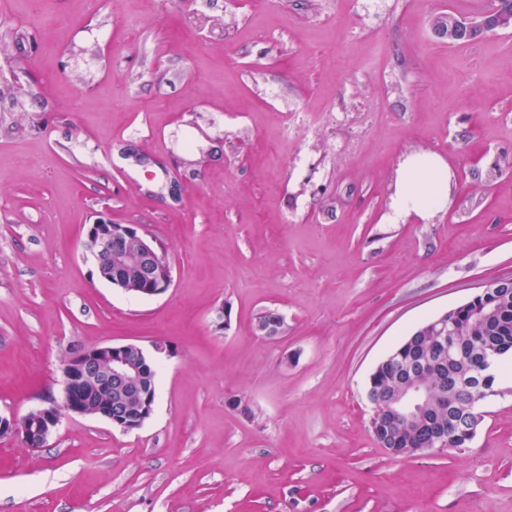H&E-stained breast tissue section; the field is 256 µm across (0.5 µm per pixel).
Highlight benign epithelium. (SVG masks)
<instances>
[{"instance_id":"obj_1","label":"benign epithelium","mask_w":512,"mask_h":512,"mask_svg":"<svg viewBox=\"0 0 512 512\" xmlns=\"http://www.w3.org/2000/svg\"><path fill=\"white\" fill-rule=\"evenodd\" d=\"M84 246L98 277L124 293L139 298L155 297L173 283L165 251L138 224L100 220L87 228ZM484 289L500 297L512 294V274L492 279ZM478 297L476 293L435 316L425 330L444 335L453 331L460 311L466 308L471 309L474 320H483L489 310L477 306ZM283 326L282 315L274 313L257 323L256 330L265 338L276 339ZM403 349L411 351V357L400 369L402 388L383 402L376 400L373 388H368L371 433L376 435L390 421L400 419L410 428L427 429L429 434L426 447L411 448L409 452L441 450L450 444L448 430L441 421H429L427 415L446 412L448 420L455 422L461 417L467 423L460 437L463 445H468L483 421L484 403L502 394L491 370L500 354L498 345L489 336L475 339L466 347L456 342L450 344L455 356L479 360V367L470 373L448 371L445 355L433 359L432 352L421 349L414 337ZM152 364L154 357L135 343L83 348L63 369L61 403L34 409L21 419L0 415V437L19 435L29 447L43 448L65 413L101 417L124 433L137 430L150 418L156 399L154 371L149 369Z\"/></svg>"}]
</instances>
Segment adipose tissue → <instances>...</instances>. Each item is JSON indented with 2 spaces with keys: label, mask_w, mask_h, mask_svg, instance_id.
I'll return each instance as SVG.
<instances>
[{
  "label": "adipose tissue",
  "mask_w": 512,
  "mask_h": 512,
  "mask_svg": "<svg viewBox=\"0 0 512 512\" xmlns=\"http://www.w3.org/2000/svg\"><path fill=\"white\" fill-rule=\"evenodd\" d=\"M448 195L447 170L436 159L407 164L390 218L399 222L411 215L440 209Z\"/></svg>",
  "instance_id": "adipose-tissue-1"
}]
</instances>
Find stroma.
<instances>
[{
	"mask_svg": "<svg viewBox=\"0 0 512 512\" xmlns=\"http://www.w3.org/2000/svg\"><path fill=\"white\" fill-rule=\"evenodd\" d=\"M468 0H0V414L62 399L82 348L166 346L144 425L0 438V512H512V395L467 448L374 441L371 373L512 273V32L451 45ZM38 29L37 51L20 49ZM331 120L280 142L295 107ZM448 203L389 219L409 159ZM173 284L101 281L98 217ZM281 313L277 339L255 331ZM84 246L98 277L124 293L139 298L155 297L173 283L165 251L138 224L97 221L87 228ZM131 250L133 255L129 254ZM133 285L141 288H130Z\"/></svg>",
	"mask_w": 512,
	"mask_h": 512,
	"instance_id": "1",
	"label": "stroma"
}]
</instances>
